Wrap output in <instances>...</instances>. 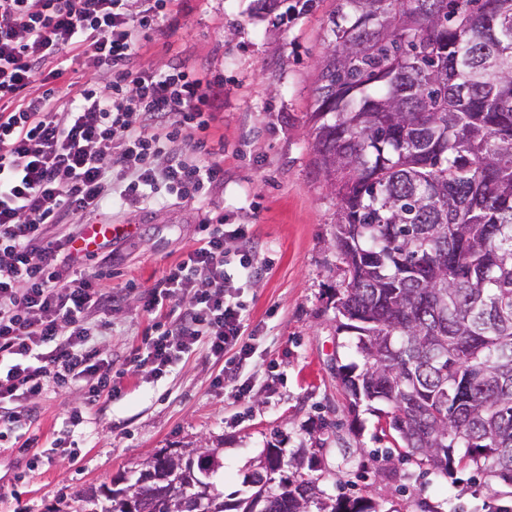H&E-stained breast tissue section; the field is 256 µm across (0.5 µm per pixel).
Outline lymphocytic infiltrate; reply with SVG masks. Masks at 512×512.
<instances>
[{
	"label": "lymphocytic infiltrate",
	"mask_w": 512,
	"mask_h": 512,
	"mask_svg": "<svg viewBox=\"0 0 512 512\" xmlns=\"http://www.w3.org/2000/svg\"><path fill=\"white\" fill-rule=\"evenodd\" d=\"M120 2L0 0V404L79 380L88 383L87 407L122 394L97 341L112 324L85 320L89 310L111 309L112 291L99 275H72L74 238L52 236L51 227L116 197L137 200L160 179L198 193L224 178L223 148L202 136L213 118L205 110L211 82L132 66L139 32L157 25L167 0H147L135 19ZM81 57L111 69V96L54 89L66 63ZM199 234L140 298L144 313L164 308L173 320L129 359L157 376L202 340L219 359L233 347L240 358L250 353L234 290L261 272L244 256L230 277L224 247L247 232L203 224Z\"/></svg>",
	"instance_id": "f902f5d3"
}]
</instances>
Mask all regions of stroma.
Here are the masks:
<instances>
[{
  "label": "stroma",
  "mask_w": 512,
  "mask_h": 512,
  "mask_svg": "<svg viewBox=\"0 0 512 512\" xmlns=\"http://www.w3.org/2000/svg\"><path fill=\"white\" fill-rule=\"evenodd\" d=\"M293 2L265 14L256 0H172L142 34L137 68L184 65L219 88L206 135L224 145V182L203 196L160 182L144 201L75 225L78 233L88 223L126 227L74 264L79 275L112 272L107 285L119 302L102 348L124 373L123 396L86 409L83 386L49 391L31 417L17 403L22 417L0 439V512L61 510L81 489L133 474L157 449L202 444L224 462L217 484L225 497L239 498L271 442L287 457L301 448L316 455L326 499L363 497L378 512H488L498 484L472 469L444 477L404 461L382 477L386 456L397 453L391 432L374 412H347L336 370L362 357L356 338L336 331V200L314 167L307 122L336 0L300 13L289 12ZM207 218L246 228L252 259L265 268L239 293L250 359L235 387L214 386L221 365L203 342L160 377L126 362L160 324L142 312L140 295L195 248ZM31 438L38 454L24 448Z\"/></svg>",
  "instance_id": "1"
}]
</instances>
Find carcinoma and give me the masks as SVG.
Masks as SVG:
<instances>
[{
  "label": "carcinoma",
  "mask_w": 512,
  "mask_h": 512,
  "mask_svg": "<svg viewBox=\"0 0 512 512\" xmlns=\"http://www.w3.org/2000/svg\"><path fill=\"white\" fill-rule=\"evenodd\" d=\"M329 37L309 123L337 206L336 332L363 358L339 368L348 411L386 404L403 461L512 486V0H337ZM264 456L232 502L216 449L185 457L174 486L161 458L147 508L376 512L320 499L300 453ZM144 495L119 474L70 512H134Z\"/></svg>",
  "instance_id": "carcinoma-1"
}]
</instances>
